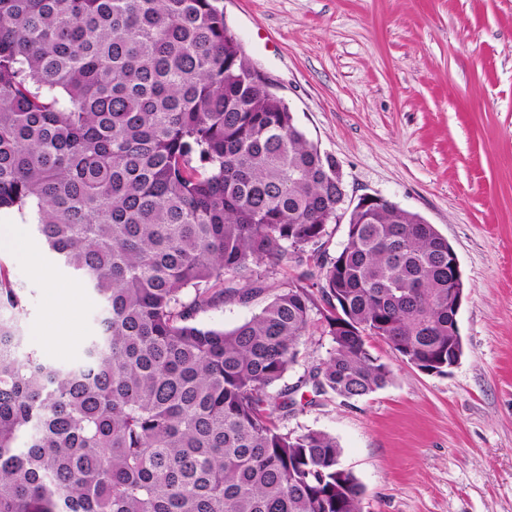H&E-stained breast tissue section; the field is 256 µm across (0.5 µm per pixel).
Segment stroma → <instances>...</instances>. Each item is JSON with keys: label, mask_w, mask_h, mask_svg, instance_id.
Returning a JSON list of instances; mask_svg holds the SVG:
<instances>
[{"label": "stroma", "mask_w": 512, "mask_h": 512, "mask_svg": "<svg viewBox=\"0 0 512 512\" xmlns=\"http://www.w3.org/2000/svg\"><path fill=\"white\" fill-rule=\"evenodd\" d=\"M248 59L298 126L335 157L346 201L385 197L447 238L465 281L464 355L447 374L373 355L393 371L369 396H317L286 429L334 436L364 488L363 512H512V0H219ZM0 249L22 288L26 346L61 363L93 331L99 302L48 253ZM51 281L35 277L31 259ZM249 303L214 301L196 324L230 330ZM71 301L51 317L53 292ZM72 338L53 342L57 326Z\"/></svg>", "instance_id": "1"}]
</instances>
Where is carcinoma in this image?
<instances>
[{"instance_id": "carcinoma-1", "label": "carcinoma", "mask_w": 512, "mask_h": 512, "mask_svg": "<svg viewBox=\"0 0 512 512\" xmlns=\"http://www.w3.org/2000/svg\"><path fill=\"white\" fill-rule=\"evenodd\" d=\"M215 2L0 0V212L103 301L80 356L47 363L0 269V512H361L336 439L280 429L296 393L389 385L370 336L429 373L455 363L448 240L390 203L327 257L339 165ZM288 269L234 329L193 322ZM304 281L332 347L282 388L315 324Z\"/></svg>"}]
</instances>
